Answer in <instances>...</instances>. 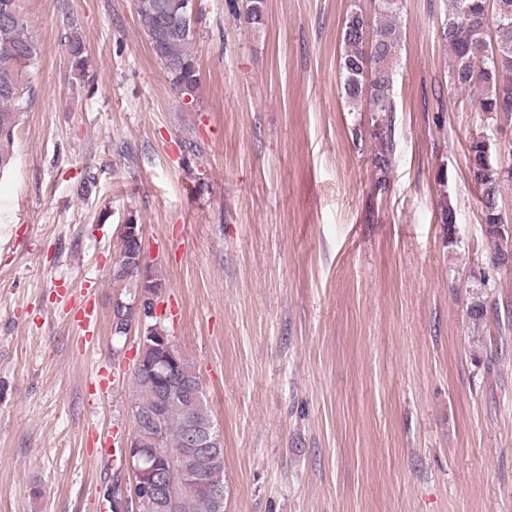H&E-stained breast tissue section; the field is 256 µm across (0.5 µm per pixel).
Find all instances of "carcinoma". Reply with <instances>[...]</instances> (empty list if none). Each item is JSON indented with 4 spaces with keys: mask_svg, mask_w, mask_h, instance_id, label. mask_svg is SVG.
Listing matches in <instances>:
<instances>
[{
    "mask_svg": "<svg viewBox=\"0 0 512 512\" xmlns=\"http://www.w3.org/2000/svg\"><path fill=\"white\" fill-rule=\"evenodd\" d=\"M372 20L369 28L378 36L369 47L357 32L359 18L348 12L342 20V51L339 57L341 97L348 111L373 114L370 139L374 143L371 163L376 184L383 186L391 171L396 144L394 139L395 102L393 88L403 43V0H372ZM234 13L253 27L264 24V0H232ZM136 8L146 36H151L167 21L191 27L192 18L178 10L177 0H137ZM440 36L448 48L450 62L445 86L435 92L437 111L444 110L446 96L451 91L472 93L476 110L486 116L512 117V0H448L441 23ZM195 38L175 34L150 45V51L163 69L172 91L181 100H196L200 81L197 60L193 55ZM71 68L85 74L86 48L78 33L68 36ZM39 56V47L28 35V23L19 0H0V164H12L14 130L19 114L33 102V91L22 83V75ZM489 142L482 133L472 137L468 148V170L471 182L480 191L479 201L486 224L487 236L494 246V258L503 265L512 263V236L501 232L507 223L499 205L501 186L512 183V162L500 161L488 154ZM441 223L448 225V243H454L451 233L457 224V212L450 201L441 204ZM142 241L126 239L116 277L138 274L142 257ZM496 310V302L484 292H477L467 307L469 321L474 326L487 322ZM142 308L135 300L117 303L112 324L115 337L126 334L132 323L139 320ZM181 373L197 386L198 398L164 397L157 376L146 370H133L137 386L134 408L139 414L135 434L142 447H154V432L145 418L160 412L164 425L163 447H185L189 425L218 432L206 403L199 376L185 358H180ZM158 464L164 468L168 485L175 489L166 498L148 497L138 488H124L114 483L106 488L107 499L138 494L139 512H217L212 496L182 490L187 462L179 459L155 461L148 457L143 465ZM198 477L214 490L224 492V449L213 457H202L194 464Z\"/></svg>",
    "mask_w": 512,
    "mask_h": 512,
    "instance_id": "1",
    "label": "carcinoma"
}]
</instances>
